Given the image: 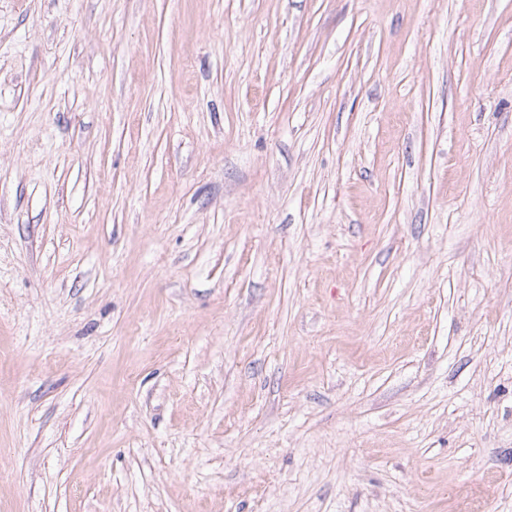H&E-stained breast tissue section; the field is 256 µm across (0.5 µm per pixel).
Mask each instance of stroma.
Masks as SVG:
<instances>
[{"instance_id":"1","label":"stroma","mask_w":512,"mask_h":512,"mask_svg":"<svg viewBox=\"0 0 512 512\" xmlns=\"http://www.w3.org/2000/svg\"><path fill=\"white\" fill-rule=\"evenodd\" d=\"M0 512H512V0H0Z\"/></svg>"}]
</instances>
